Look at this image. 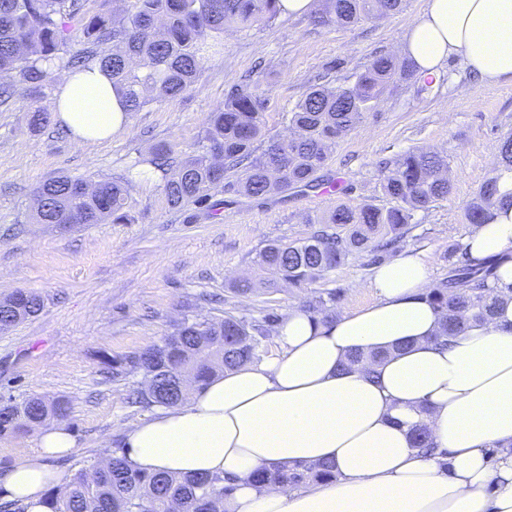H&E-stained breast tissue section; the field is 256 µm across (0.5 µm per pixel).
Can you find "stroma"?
<instances>
[{"instance_id":"35a3bbf8","label":"stroma","mask_w":512,"mask_h":512,"mask_svg":"<svg viewBox=\"0 0 512 512\" xmlns=\"http://www.w3.org/2000/svg\"><path fill=\"white\" fill-rule=\"evenodd\" d=\"M325 7V0H312L306 13H282L273 23L227 35L223 53L204 60L186 91L133 113L128 128L104 140H80L60 122L32 132L24 102L0 107V296L21 288L44 300L36 316L0 332V396L68 401L62 424L76 448L55 461L62 475L120 447L125 426L147 415L127 401L138 377L103 381L102 356L161 343L187 315L257 317L267 310L285 316L306 291L283 285L242 297L231 282L250 275L267 244L308 237L314 227L305 215L340 202L384 205L381 160L416 148L447 155L451 193L417 212L395 249L422 255L434 281L447 277L451 250L473 230L464 212L497 166L503 137L512 134V82H485L458 57L440 67L442 82L428 99L417 96L412 82L399 81L336 146L322 174L324 183L342 181L336 197L291 190L254 201L218 192L211 209L188 217L170 209L160 178L150 175L132 185L134 223L26 219L34 189L48 179L119 180L136 153L160 142L194 144L225 92L246 79L260 83L271 100L269 135L289 137L288 114L318 76L331 67L340 79L377 55L399 56L426 0H407L400 12L342 28L312 23ZM369 260L350 258L317 281V288L336 289V311L374 303Z\"/></svg>"}]
</instances>
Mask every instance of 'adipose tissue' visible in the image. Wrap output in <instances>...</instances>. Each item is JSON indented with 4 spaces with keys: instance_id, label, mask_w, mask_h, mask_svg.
I'll return each instance as SVG.
<instances>
[{
    "instance_id": "ef3b65f1",
    "label": "adipose tissue",
    "mask_w": 512,
    "mask_h": 512,
    "mask_svg": "<svg viewBox=\"0 0 512 512\" xmlns=\"http://www.w3.org/2000/svg\"><path fill=\"white\" fill-rule=\"evenodd\" d=\"M403 51L423 73L457 55L483 80L512 81V0H427ZM60 84L59 118L78 138L129 126L121 93L100 71L66 72ZM466 248L497 259L501 299L452 344L438 338L429 266L412 254L390 259L368 283L373 305L328 321L294 306L273 328L278 353L130 422L121 443L129 464L230 480L224 512H512L511 175ZM378 352L385 358L374 368L349 362ZM422 422L435 455L412 446ZM74 446L65 427L40 430L35 453L0 475V498L48 512L44 493L63 482L50 462ZM322 462L334 479L301 487L253 479L263 467Z\"/></svg>"
}]
</instances>
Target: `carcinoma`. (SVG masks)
<instances>
[{"label": "carcinoma", "mask_w": 512, "mask_h": 512, "mask_svg": "<svg viewBox=\"0 0 512 512\" xmlns=\"http://www.w3.org/2000/svg\"><path fill=\"white\" fill-rule=\"evenodd\" d=\"M120 12L85 16L79 0H0V104L18 96L34 103L53 86L58 71L100 68L120 91L128 111L152 101L150 93L173 99L190 87L208 54L224 49V33L248 32L272 22L279 0H118ZM403 0H330L314 17L316 25L349 26L397 12ZM412 80L418 93L430 94L431 77L414 62L390 55L374 57L352 78L310 87L289 112V138L265 139L264 114L270 100L258 83L242 82L224 95V106L212 113L196 143L177 154L160 143L148 157L134 160L131 170L144 177L158 173L170 208L202 206L219 191L250 199L273 192L317 187V173L331 149L375 111L395 79ZM28 125L44 129L48 113L29 108ZM500 162L480 187L477 201L465 213L468 224H485L497 201L501 171H512V136L501 141ZM381 182L387 206L365 203L336 205L325 219L308 215L307 224L322 228L296 243L272 242L254 259L256 275L234 285L241 295L273 285L266 275L293 288L307 284L365 252L381 256L383 248L404 235L416 212L450 193L447 157L436 151L409 150L384 162ZM133 179L85 181L62 175L33 192L31 219L36 224H128ZM448 277L430 289L427 299L441 317L439 337L447 341L464 330L468 314L483 320L492 311L489 281L498 262H471L466 250ZM334 289L316 291L305 300L313 315L328 320L336 303ZM36 292L17 289L0 299V330L17 326L41 311ZM275 320L227 315L220 320L184 318L162 343L121 357H104L102 373L114 381L143 378L135 403L144 408L170 407L186 400L224 369L259 360ZM68 403L36 395L21 402H0V436L28 432L48 417L65 418ZM255 480L283 486L336 478L326 463L303 469H261ZM234 490L224 479L174 477L134 469L121 449L71 472L64 489L50 487L44 503L49 512H223L224 496Z\"/></svg>", "instance_id": "1"}]
</instances>
